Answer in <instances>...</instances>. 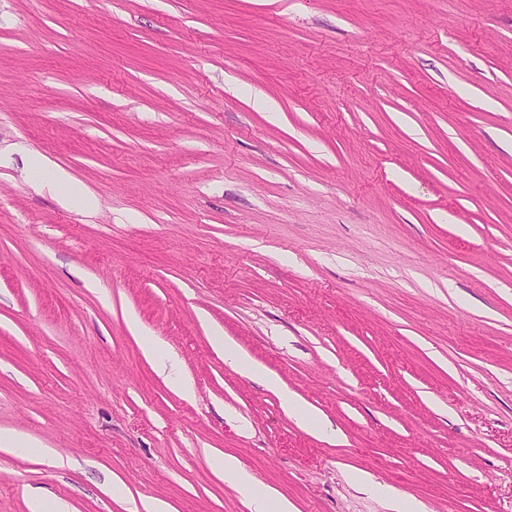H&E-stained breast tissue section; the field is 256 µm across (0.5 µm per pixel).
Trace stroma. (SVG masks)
I'll list each match as a JSON object with an SVG mask.
<instances>
[{"mask_svg":"<svg viewBox=\"0 0 512 512\" xmlns=\"http://www.w3.org/2000/svg\"><path fill=\"white\" fill-rule=\"evenodd\" d=\"M0 428V512H512V0H0ZM215 342L217 346L224 348L225 358L228 359L230 364L240 373L246 375H254L257 373L254 364L247 357L239 353L232 343L226 340L224 341V336L217 334ZM285 401L288 406V412L296 418L301 426H305L313 431L318 430L319 432L323 429V420L320 415L290 397L286 398ZM218 464L224 472V479L241 489L251 512L296 511L294 504L276 490L255 482L236 457L224 455L219 458Z\"/></svg>","mask_w":512,"mask_h":512,"instance_id":"1","label":"stroma"}]
</instances>
